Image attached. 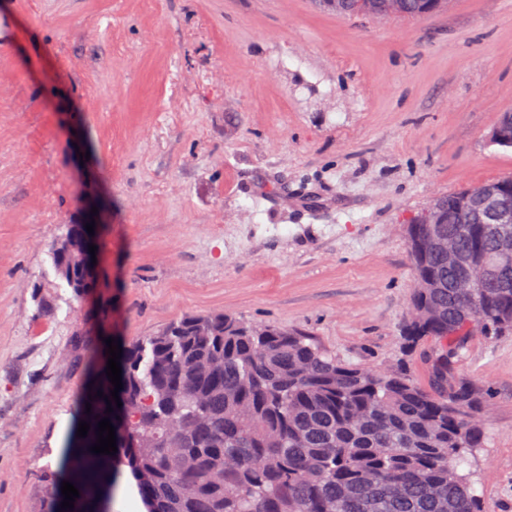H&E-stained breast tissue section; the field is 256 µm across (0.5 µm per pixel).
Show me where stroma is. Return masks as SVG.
Returning a JSON list of instances; mask_svg holds the SVG:
<instances>
[{
    "label": "stroma",
    "instance_id": "1",
    "mask_svg": "<svg viewBox=\"0 0 512 512\" xmlns=\"http://www.w3.org/2000/svg\"><path fill=\"white\" fill-rule=\"evenodd\" d=\"M512 0L421 19L317 0H0V512H52L105 339L224 312L404 364L406 226L512 173ZM104 225L96 286L51 246ZM458 371L489 397L465 470L512 512V335ZM87 223L69 224L56 250V257H53L58 277L77 292L90 288L94 281L92 270L86 265L85 253L81 248V242L86 236L89 239L91 237L85 228Z\"/></svg>",
    "mask_w": 512,
    "mask_h": 512
}]
</instances>
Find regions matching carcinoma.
Returning a JSON list of instances; mask_svg holds the SVG:
<instances>
[{"mask_svg": "<svg viewBox=\"0 0 512 512\" xmlns=\"http://www.w3.org/2000/svg\"><path fill=\"white\" fill-rule=\"evenodd\" d=\"M459 194L438 197L439 228L469 255L494 257L509 226L462 223ZM86 236L68 225L53 258L77 292L94 281ZM408 248L415 286L402 338L408 350L431 344L427 384L343 363L302 330L189 316L123 349L121 412L104 400L106 376L85 396L88 446L109 419L148 512H487L458 471L484 440V401L456 367L472 336L512 333V267L495 298L464 297L452 287L460 272ZM110 479L109 456H80V512Z\"/></svg>", "mask_w": 512, "mask_h": 512, "instance_id": "1", "label": "carcinoma"}]
</instances>
